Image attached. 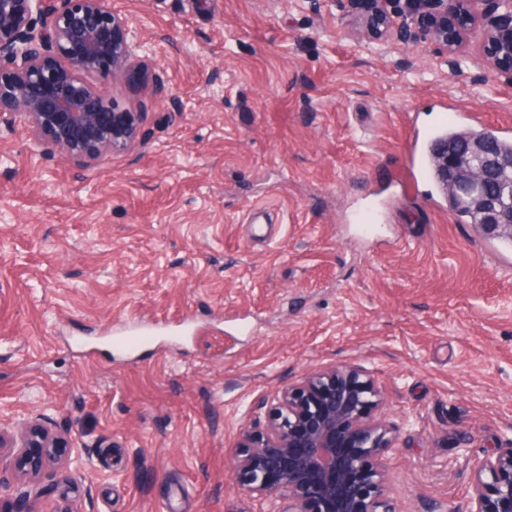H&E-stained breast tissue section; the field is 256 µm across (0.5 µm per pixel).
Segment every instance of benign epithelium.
<instances>
[{"label": "benign epithelium", "mask_w": 512, "mask_h": 512, "mask_svg": "<svg viewBox=\"0 0 512 512\" xmlns=\"http://www.w3.org/2000/svg\"><path fill=\"white\" fill-rule=\"evenodd\" d=\"M355 17L348 36L385 49L397 41L433 45L459 71L466 43L482 27L493 65L512 73V0H346ZM144 44L109 0H0V124H29L48 153L83 165L139 139L143 112H117L112 80L148 69ZM453 176L445 192L467 195L484 215L479 228L512 235V159L490 142L456 155L437 151ZM382 391L359 366L313 370L284 385L267 408L262 431L245 429L226 449L234 480L265 512H396L388 497L385 457L391 430L374 416ZM80 457L35 418L0 428V494L14 490L11 512H43L50 485L45 463L69 480ZM466 512H512V447L473 459Z\"/></svg>", "instance_id": "7a95c632"}]
</instances>
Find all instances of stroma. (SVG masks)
<instances>
[{
	"label": "stroma",
	"instance_id": "obj_1",
	"mask_svg": "<svg viewBox=\"0 0 512 512\" xmlns=\"http://www.w3.org/2000/svg\"><path fill=\"white\" fill-rule=\"evenodd\" d=\"M154 55L145 144L81 167L0 130V426L45 417L79 512H264L225 450L286 383L357 364L397 512H464L512 445V251L416 178L412 132L512 126V76L346 37L342 0H110Z\"/></svg>",
	"mask_w": 512,
	"mask_h": 512
}]
</instances>
